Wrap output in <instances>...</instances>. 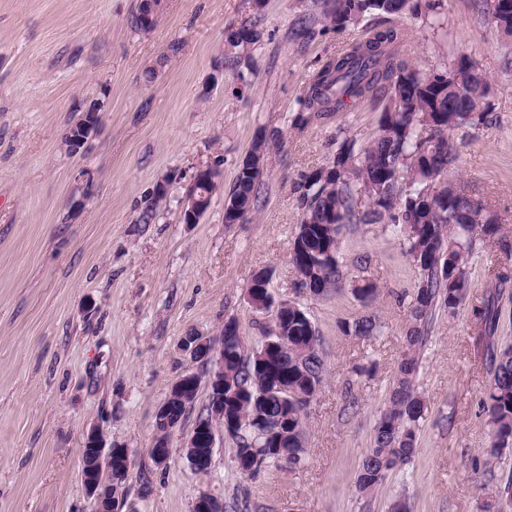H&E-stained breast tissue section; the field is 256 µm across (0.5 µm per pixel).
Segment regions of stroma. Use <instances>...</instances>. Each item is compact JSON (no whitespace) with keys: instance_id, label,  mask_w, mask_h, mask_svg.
Masks as SVG:
<instances>
[{"instance_id":"1","label":"stroma","mask_w":512,"mask_h":512,"mask_svg":"<svg viewBox=\"0 0 512 512\" xmlns=\"http://www.w3.org/2000/svg\"><path fill=\"white\" fill-rule=\"evenodd\" d=\"M137 5L0 0V512H90L79 450L95 424L107 446L129 454L119 512H193L203 491L224 512H388L399 493L412 512H482L474 469L491 438L473 309L505 252L483 245L457 316L435 318L420 357L428 410L416 454L368 500L355 478L408 350L406 297L419 273L383 222L347 224L340 235L350 276L358 257L369 259L373 302L347 287L306 297L288 262L302 174L327 164L341 137L366 143L382 115L369 98L322 118L301 113L299 101L321 60L369 37L373 20L336 32L322 27L324 0H163L158 25L143 33L131 26ZM256 16L260 41L216 75L225 29ZM396 25L420 72L467 57L490 78L485 123L452 136V175L499 215L512 242V40L491 24L486 0H441L436 13ZM93 102L99 132L71 152L65 134ZM271 135L257 208L225 223L239 165ZM203 166L217 170L221 188L186 224L179 203ZM161 189L154 220L141 223ZM262 269L275 299L302 302L327 354L305 467L241 475L223 436L209 473L197 474L182 447L207 405L204 388L171 432V460L157 466V409L180 375L209 368L182 351L183 337L218 335L234 319L247 346L259 343L270 318L253 312L246 287ZM371 314L381 336L343 335L342 323ZM359 364L371 375H356Z\"/></svg>"}]
</instances>
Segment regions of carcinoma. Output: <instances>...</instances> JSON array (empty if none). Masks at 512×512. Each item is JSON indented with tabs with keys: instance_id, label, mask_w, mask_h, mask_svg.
Returning a JSON list of instances; mask_svg holds the SVG:
<instances>
[{
	"instance_id": "carcinoma-1",
	"label": "carcinoma",
	"mask_w": 512,
	"mask_h": 512,
	"mask_svg": "<svg viewBox=\"0 0 512 512\" xmlns=\"http://www.w3.org/2000/svg\"><path fill=\"white\" fill-rule=\"evenodd\" d=\"M437 8L434 0H329L326 26L342 31L370 16H419ZM495 28L512 38V0H493ZM261 38L257 24L228 26L224 64H240L235 49ZM401 30L388 26L314 71L299 101L300 111L341 112L366 97L385 101L377 131L357 145L344 137L326 165L301 176L296 185L302 220L289 251L299 286L312 297L343 287L348 273L339 261L340 229L345 224L389 220L400 245L420 272L407 307L408 352L398 362L388 389L387 406L378 417L370 447L355 478L358 495L372 497L389 475L415 456L426 406L419 389L420 351L438 314L457 315L469 287L477 245L497 240L501 218L471 197L450 176L455 146L450 134L477 125L489 112L491 83L465 61L441 72L423 74L399 56ZM267 139L253 142L224 200V223L257 205L264 175ZM512 287V269L494 273L486 297L475 308L478 336L484 344L488 381L481 408L492 442L486 449L478 489L488 492L483 512H512V476L495 474L503 450L512 447V344L497 336L500 300ZM352 293L373 301L379 295L368 278L352 281ZM256 313L270 312L274 298L267 271L256 272L246 289ZM288 348L265 341L248 349L239 324H224V420L235 439L237 471H259L271 463L291 468L305 463V410L325 383L321 336L296 301L279 310ZM382 323L372 315L344 322L346 336L370 339Z\"/></svg>"
}]
</instances>
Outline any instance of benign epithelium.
Here are the masks:
<instances>
[{"instance_id": "7a95c632", "label": "benign epithelium", "mask_w": 512, "mask_h": 512, "mask_svg": "<svg viewBox=\"0 0 512 512\" xmlns=\"http://www.w3.org/2000/svg\"><path fill=\"white\" fill-rule=\"evenodd\" d=\"M208 197L193 187L180 203L181 214L187 218V223L195 224L208 209ZM183 347L193 352L200 346L213 348V363L206 377L194 372L182 374L172 385L169 398L184 395V391L194 386H206L210 402L211 417L208 421L194 426L185 448H198L203 444L208 448L216 447L217 438L228 432L224 424V344L222 339L211 336L186 337ZM94 441L95 469L82 475L83 485L90 503L91 512H115L114 498L110 497L108 486L112 481V448L105 446L102 435L93 427L85 432L84 441Z\"/></svg>"}]
</instances>
